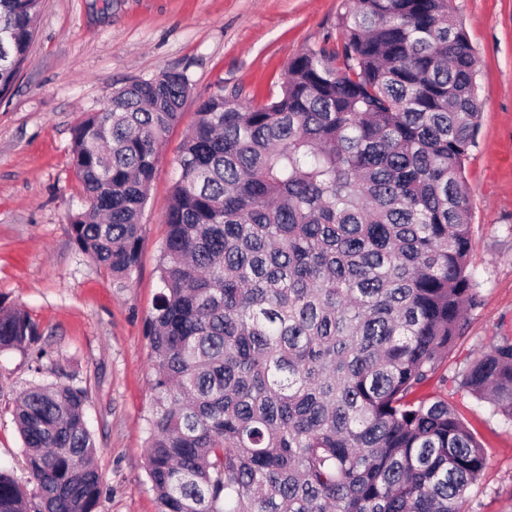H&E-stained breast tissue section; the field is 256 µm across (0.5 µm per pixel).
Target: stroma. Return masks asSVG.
<instances>
[{
  "mask_svg": "<svg viewBox=\"0 0 512 512\" xmlns=\"http://www.w3.org/2000/svg\"><path fill=\"white\" fill-rule=\"evenodd\" d=\"M347 0H45L31 60L0 99V304L40 327L34 351L0 353V469L26 482L13 401L39 381L87 390L102 494L95 512H158L147 476L154 409L147 319L177 159L198 100L221 93L259 101L289 62L339 33ZM477 60L479 127L465 176L481 302L464 335L421 393L444 399L477 435L489 465L469 492L470 512H512V422L454 389L498 337L512 336V0H452ZM175 70L192 95L166 138L141 216L140 264L114 279L82 253L69 217L83 207L71 163L74 128L113 90Z\"/></svg>",
  "mask_w": 512,
  "mask_h": 512,
  "instance_id": "1",
  "label": "stroma"
}]
</instances>
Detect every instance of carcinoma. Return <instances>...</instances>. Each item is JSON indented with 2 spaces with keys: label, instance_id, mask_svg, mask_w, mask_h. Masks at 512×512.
Returning a JSON list of instances; mask_svg holds the SVG:
<instances>
[{
  "label": "carcinoma",
  "instance_id": "obj_1",
  "mask_svg": "<svg viewBox=\"0 0 512 512\" xmlns=\"http://www.w3.org/2000/svg\"><path fill=\"white\" fill-rule=\"evenodd\" d=\"M42 6L0 0V97ZM339 29L267 101H198L147 320L158 512H469L488 466L447 402L416 397L479 302L473 48L448 0H349ZM191 92L178 71L138 79L74 129L71 234L117 278L138 266L160 147ZM39 338L0 306V352ZM452 382L512 421V336ZM86 402L72 386L19 394L33 488L0 471V512H93Z\"/></svg>",
  "mask_w": 512,
  "mask_h": 512
}]
</instances>
